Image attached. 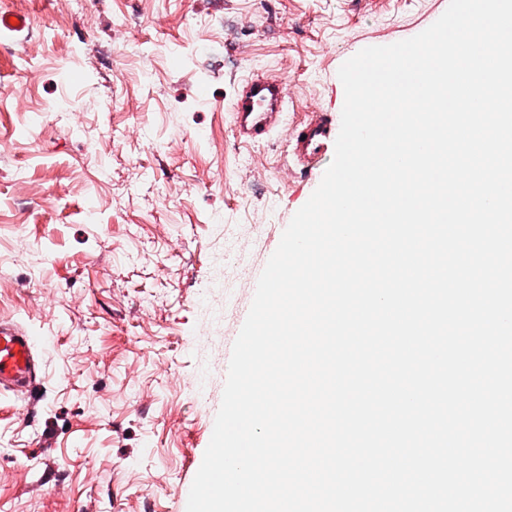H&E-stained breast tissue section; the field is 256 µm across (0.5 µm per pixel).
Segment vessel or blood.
I'll return each mask as SVG.
<instances>
[{"mask_svg":"<svg viewBox=\"0 0 512 512\" xmlns=\"http://www.w3.org/2000/svg\"><path fill=\"white\" fill-rule=\"evenodd\" d=\"M284 114L283 84L257 73L242 85L233 106L237 138L259 141L281 125ZM336 126L330 113L313 112L295 124L288 139L291 165L304 176L318 173L324 159L334 151ZM43 361L35 343L18 325L0 320V393L20 397L22 416L33 413L43 383Z\"/></svg>","mask_w":512,"mask_h":512,"instance_id":"1","label":"vessel or blood"}]
</instances>
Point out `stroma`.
Masks as SVG:
<instances>
[{"label":"stroma","instance_id":"35a3bbf8","mask_svg":"<svg viewBox=\"0 0 512 512\" xmlns=\"http://www.w3.org/2000/svg\"><path fill=\"white\" fill-rule=\"evenodd\" d=\"M448 4L0 0L32 20L0 34V318L45 393L31 422L0 395V512H186L256 288L215 257L262 272L318 186L285 126L239 142L244 79L281 78L287 122L340 115L341 65Z\"/></svg>","mask_w":512,"mask_h":512}]
</instances>
